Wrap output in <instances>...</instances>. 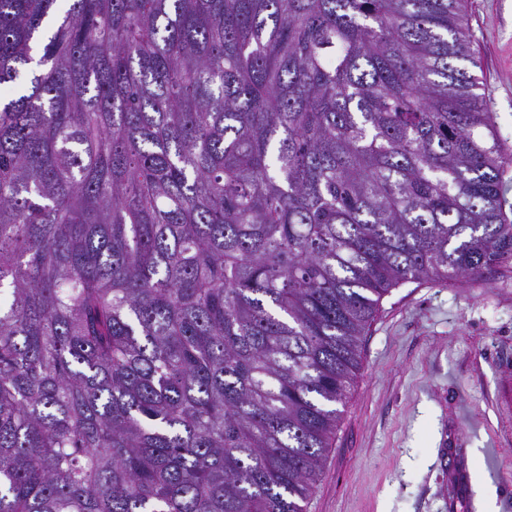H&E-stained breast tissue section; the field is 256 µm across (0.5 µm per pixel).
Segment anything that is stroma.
Returning <instances> with one entry per match:
<instances>
[{"label": "stroma", "instance_id": "35a3bbf8", "mask_svg": "<svg viewBox=\"0 0 512 512\" xmlns=\"http://www.w3.org/2000/svg\"><path fill=\"white\" fill-rule=\"evenodd\" d=\"M477 76L512 148V0H469ZM392 289L363 338L308 512H512V273Z\"/></svg>", "mask_w": 512, "mask_h": 512}]
</instances>
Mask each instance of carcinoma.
Returning <instances> with one entry per match:
<instances>
[{
	"mask_svg": "<svg viewBox=\"0 0 512 512\" xmlns=\"http://www.w3.org/2000/svg\"><path fill=\"white\" fill-rule=\"evenodd\" d=\"M466 0H0V512H307L383 298L512 266Z\"/></svg>",
	"mask_w": 512,
	"mask_h": 512,
	"instance_id": "1",
	"label": "carcinoma"
}]
</instances>
